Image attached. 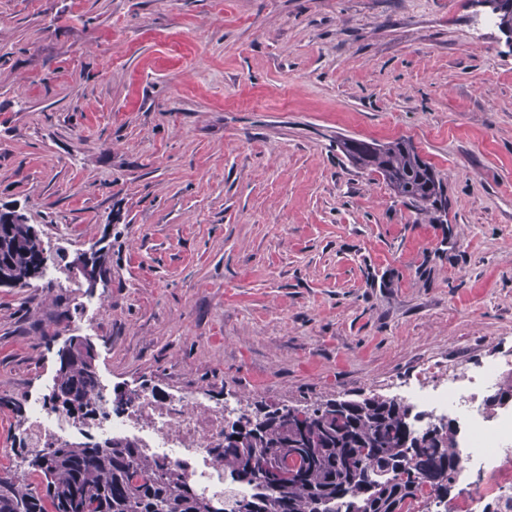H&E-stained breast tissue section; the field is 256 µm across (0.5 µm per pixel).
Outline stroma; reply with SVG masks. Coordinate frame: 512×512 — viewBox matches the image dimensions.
I'll return each instance as SVG.
<instances>
[{"instance_id":"35a3bbf8","label":"stroma","mask_w":512,"mask_h":512,"mask_svg":"<svg viewBox=\"0 0 512 512\" xmlns=\"http://www.w3.org/2000/svg\"><path fill=\"white\" fill-rule=\"evenodd\" d=\"M480 0H0V205L95 290L0 288V397L94 344L110 389L388 396L512 336V38ZM411 140L443 223L353 167ZM56 323L55 341L42 331Z\"/></svg>"}]
</instances>
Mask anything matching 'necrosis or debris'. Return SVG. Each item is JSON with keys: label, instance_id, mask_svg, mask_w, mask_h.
<instances>
[{"label": "necrosis or debris", "instance_id": "4bbe7bcc", "mask_svg": "<svg viewBox=\"0 0 512 512\" xmlns=\"http://www.w3.org/2000/svg\"><path fill=\"white\" fill-rule=\"evenodd\" d=\"M512 379V336L485 361L473 366H449L439 357L420 363L414 375L395 386L398 399L414 413V428L423 429L444 418L454 424L453 447L460 483L450 498L448 512H467L469 503L483 512H512V404L488 408L491 393ZM100 413L83 425L65 414L50 411L47 395L30 400L29 413L19 433L33 450L53 448L78 434L101 442L130 441L150 460L174 466L197 493L233 512L236 502L256 489L230 481L213 450L224 442L227 412L190 390L161 398L151 392L132 394L123 409L112 406L107 386L97 395Z\"/></svg>", "mask_w": 512, "mask_h": 512}]
</instances>
